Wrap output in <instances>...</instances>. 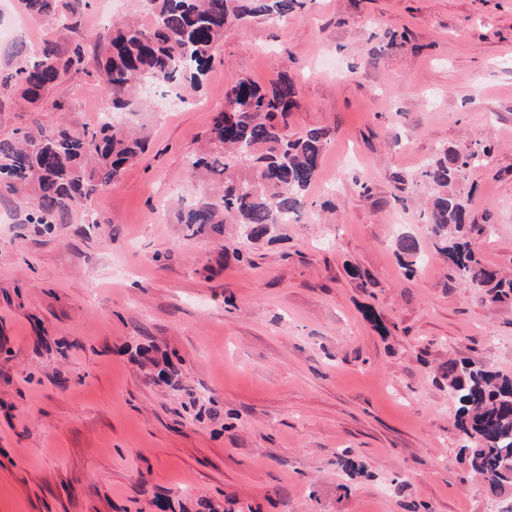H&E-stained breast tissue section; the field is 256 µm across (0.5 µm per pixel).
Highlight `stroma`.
<instances>
[{"instance_id":"1","label":"stroma","mask_w":512,"mask_h":512,"mask_svg":"<svg viewBox=\"0 0 512 512\" xmlns=\"http://www.w3.org/2000/svg\"><path fill=\"white\" fill-rule=\"evenodd\" d=\"M0 23L19 27L0 65L75 36L19 0ZM285 69L291 132L332 133L300 223L251 244L156 220L204 192L185 159L225 89ZM108 102L93 73L39 105L0 92V139L93 128ZM139 121L146 153L52 232L0 196V512H488L438 379L452 357L512 375V303L438 255L415 176L493 142L452 189L512 277V0H304L227 30L196 96ZM402 212L431 260L412 275L389 233Z\"/></svg>"}]
</instances>
